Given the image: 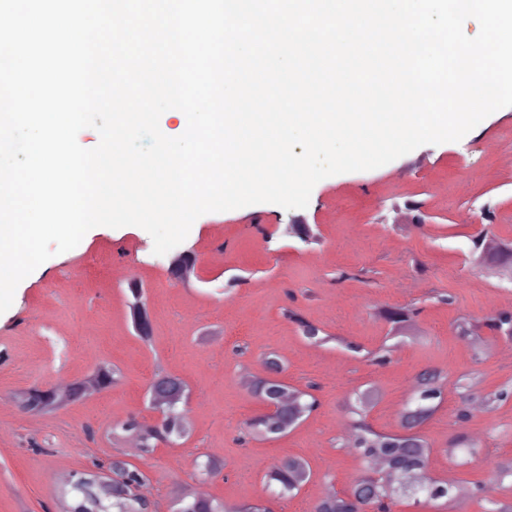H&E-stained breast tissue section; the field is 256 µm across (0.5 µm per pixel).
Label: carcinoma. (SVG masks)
Returning a JSON list of instances; mask_svg holds the SVG:
<instances>
[{
    "mask_svg": "<svg viewBox=\"0 0 512 512\" xmlns=\"http://www.w3.org/2000/svg\"><path fill=\"white\" fill-rule=\"evenodd\" d=\"M485 237L478 234L471 239L472 257L477 265L495 274L500 269H512V240L497 242L493 250L484 248ZM144 294L141 282L132 279L127 282L129 315L132 324L138 329V335L145 341L151 338V322L142 318L139 303ZM289 320L298 324L302 336L311 343H324L331 336L317 325L303 319L292 309L285 310ZM392 332L403 334L408 329L415 312L409 307H386L379 311ZM487 328L496 336H507L512 328V312H501L487 317L484 321L464 322L461 334L468 336ZM119 379L118 371L108 363L98 365L88 378L73 381L66 395V401L73 402L86 395V382L92 381L96 390H109ZM446 376L439 368H427L421 371L413 383L411 401L400 413L399 429L395 432H378L365 422L364 413L374 401L369 389L354 394L347 402L349 414L356 417L353 432L347 447L357 453L366 466V472L355 479L349 489L320 498L314 506V512H391L393 501L397 497L407 496L424 498L438 507H448L455 498V487L446 481L416 482L413 489L405 492L402 485L386 483L385 475L396 474L403 478L417 477L426 470L431 462L432 449L422 433V427L432 416L444 398ZM152 386L162 387V393L172 398L186 397L185 381L169 373L160 374ZM462 406L457 417L463 421L468 416L467 406L477 404L468 384L458 385ZM251 394L261 402L277 406L278 415L267 416L262 413L244 423V436L265 441H276L285 436L283 424L291 423L296 428L319 405L315 391L317 386L310 384L304 390L297 389L276 376L264 373L254 377L249 385ZM54 388L31 386L17 394L19 408L30 414H47L55 411L51 395ZM115 429L124 433H134L140 442V452L149 456L160 444L177 442L185 433L184 417L163 412L162 418L148 423L136 417L115 425ZM112 472V495L103 496L97 491L98 474L88 471L70 483L73 512H145L147 504L135 495V488L142 485L144 473L137 467L115 460L109 466ZM311 467L307 460L298 456H284L278 459L265 474L266 486L275 485L282 495H292L310 479ZM512 478V458L497 463L490 481V490L504 486V480ZM175 512H267L261 500L257 499L241 505H224L212 498L185 493L177 502Z\"/></svg>",
    "mask_w": 512,
    "mask_h": 512,
    "instance_id": "obj_1",
    "label": "carcinoma"
}]
</instances>
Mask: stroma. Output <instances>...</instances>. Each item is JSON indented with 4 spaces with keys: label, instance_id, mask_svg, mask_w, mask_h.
I'll return each instance as SVG.
<instances>
[{
    "label": "stroma",
    "instance_id": "35a3bbf8",
    "mask_svg": "<svg viewBox=\"0 0 512 512\" xmlns=\"http://www.w3.org/2000/svg\"><path fill=\"white\" fill-rule=\"evenodd\" d=\"M413 204L422 205L426 223H410ZM487 204L494 219L483 212ZM302 214L317 227L321 246L289 237L294 213L272 203L201 215L180 245L198 257L186 286L171 278L168 255L155 254L151 236L137 226L94 227L20 282L0 314V512H63L66 480L118 456L145 473L140 492L155 512H172L177 490L200 487L225 504L260 497L269 512H312L326 488L343 491L363 470L344 443L348 397L374 389L367 422L397 430L413 380L428 367L448 374L444 401L423 427L433 449L428 475L455 486L448 512H485L476 488L497 462L512 458V398L471 411L461 423L455 381L474 372L480 398L512 381V340L484 334L479 353L456 325L512 309V284L468 258L470 238L484 224L495 238H512V106L459 141L426 144L381 167L319 181ZM233 276L238 284L225 293ZM132 278L146 292L147 342L128 317L123 288ZM445 294L452 303L442 302ZM288 305L332 342L304 340L282 314ZM387 306L416 309L409 337L390 338L377 315ZM349 341L364 349L390 342V360L372 363L347 350ZM268 352L283 359L293 387L318 385L319 406L282 439L243 444L240 428L261 405L237 376L244 368L261 371ZM102 362L121 373L112 389L49 415L18 408L20 390L74 381ZM160 370L190 388L189 437L144 459L113 427L131 416L155 421L146 388ZM461 432L477 440L480 456L458 466L452 441ZM288 455L309 462V482L293 496L265 491L264 474ZM207 456L224 469L204 480L197 464Z\"/></svg>",
    "mask_w": 512,
    "mask_h": 512
}]
</instances>
